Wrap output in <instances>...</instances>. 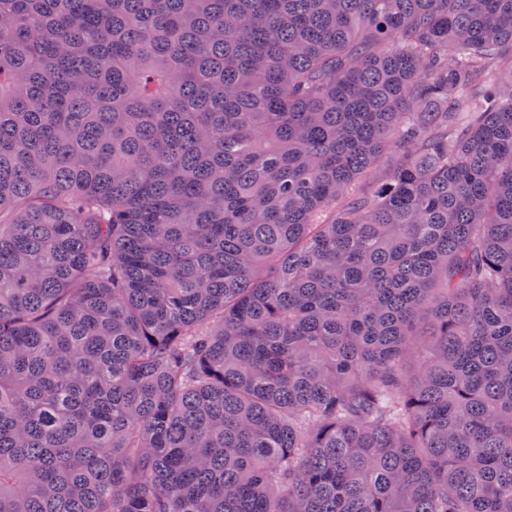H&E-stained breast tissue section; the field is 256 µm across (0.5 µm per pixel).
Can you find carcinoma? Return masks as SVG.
Wrapping results in <instances>:
<instances>
[{
  "mask_svg": "<svg viewBox=\"0 0 512 512\" xmlns=\"http://www.w3.org/2000/svg\"><path fill=\"white\" fill-rule=\"evenodd\" d=\"M0 512H512V0H0Z\"/></svg>",
  "mask_w": 512,
  "mask_h": 512,
  "instance_id": "carcinoma-1",
  "label": "carcinoma"
}]
</instances>
